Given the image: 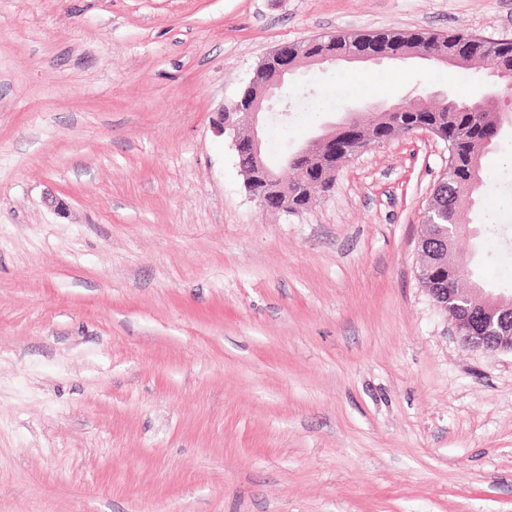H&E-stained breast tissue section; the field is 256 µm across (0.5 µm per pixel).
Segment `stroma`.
Wrapping results in <instances>:
<instances>
[{
  "label": "stroma",
  "mask_w": 512,
  "mask_h": 512,
  "mask_svg": "<svg viewBox=\"0 0 512 512\" xmlns=\"http://www.w3.org/2000/svg\"><path fill=\"white\" fill-rule=\"evenodd\" d=\"M387 28L512 38V0H0V512H512V354L462 346L418 278L446 145L395 138L287 215L214 130L277 45ZM481 78L300 65L321 109L264 158ZM482 164L451 259L491 292L511 125Z\"/></svg>",
  "instance_id": "obj_1"
}]
</instances>
